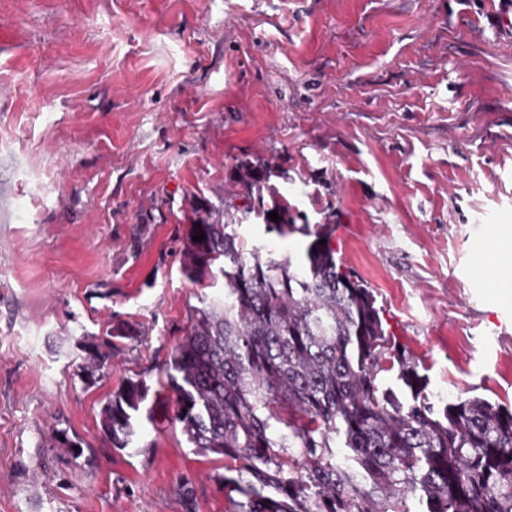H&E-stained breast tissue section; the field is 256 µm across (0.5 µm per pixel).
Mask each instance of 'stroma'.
<instances>
[{
    "label": "stroma",
    "mask_w": 512,
    "mask_h": 512,
    "mask_svg": "<svg viewBox=\"0 0 512 512\" xmlns=\"http://www.w3.org/2000/svg\"><path fill=\"white\" fill-rule=\"evenodd\" d=\"M504 0H0V512H235L158 370L190 310L197 197L272 161L373 292L430 398L512 409V301L484 274L512 225V35ZM301 261L308 237L241 224ZM108 367L90 347L113 326ZM154 419L113 447L130 377ZM83 450L73 457L58 431ZM190 485L182 497L178 483ZM111 340L109 343H104L103 345L93 346V351L90 354L92 357L91 370H89L88 375L91 377L94 374V371L98 370L97 367L105 368L108 365L109 360L112 357V338H123V336H132L129 334L128 330L124 331H111L110 332ZM101 348H105V351H102ZM95 368V369H94ZM149 387L140 378L127 379L102 409V428L115 448L136 446V414L147 399Z\"/></svg>",
    "instance_id": "stroma-1"
}]
</instances>
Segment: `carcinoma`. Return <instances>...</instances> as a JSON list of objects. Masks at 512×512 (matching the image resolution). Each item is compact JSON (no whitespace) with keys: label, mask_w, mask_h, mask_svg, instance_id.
Returning a JSON list of instances; mask_svg holds the SVG:
<instances>
[{"label":"carcinoma","mask_w":512,"mask_h":512,"mask_svg":"<svg viewBox=\"0 0 512 512\" xmlns=\"http://www.w3.org/2000/svg\"><path fill=\"white\" fill-rule=\"evenodd\" d=\"M274 175L240 162L224 204L197 200L187 225L184 273L200 286L224 276L160 375L187 442L224 461L239 512H412L413 499L423 512H512V410L477 396L435 408L371 290L337 262L330 222L297 225ZM255 210L268 231L311 238L300 265L245 248L236 226ZM91 357L90 376L112 343ZM393 369L406 401L378 382ZM148 393L130 378L103 407L113 447L136 443Z\"/></svg>","instance_id":"carcinoma-1"}]
</instances>
